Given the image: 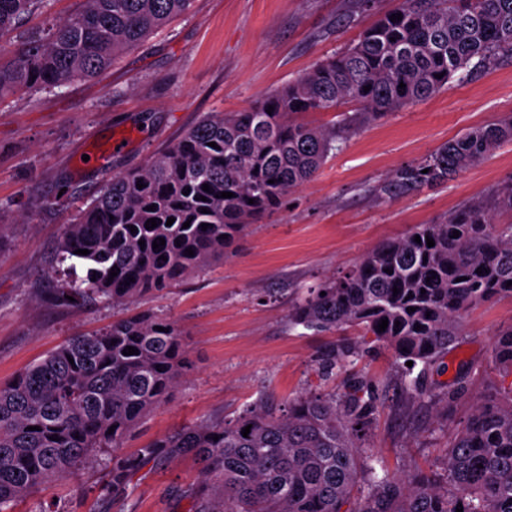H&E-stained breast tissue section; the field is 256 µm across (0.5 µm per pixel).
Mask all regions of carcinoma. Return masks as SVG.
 Here are the masks:
<instances>
[{
    "label": "carcinoma",
    "mask_w": 512,
    "mask_h": 512,
    "mask_svg": "<svg viewBox=\"0 0 512 512\" xmlns=\"http://www.w3.org/2000/svg\"><path fill=\"white\" fill-rule=\"evenodd\" d=\"M43 3L0 0V42ZM192 4L83 0L79 13L50 23L10 63H0V102L94 77ZM394 14L402 19L391 21ZM502 56L512 57V0H401L344 50L252 108L209 112L140 170L112 176L67 224L55 263L70 262L68 281L51 289L49 300L66 308L89 300L121 305L224 261L247 225L282 209L288 194L314 177L335 143L401 106L426 100L472 60L489 66ZM348 101L359 109L339 113L329 127L299 120ZM506 140H512L511 115L394 169L384 191L404 195L443 184ZM223 192L234 196L223 198ZM151 205L155 209L147 210ZM503 210L512 211V180L439 222L381 243L292 306L294 326L355 332L353 341L323 355L322 369L345 375L338 389L185 427L133 454L119 452L125 438L167 402L187 369L178 327L137 315L59 346L0 385V512H14L19 498L63 478L95 452L107 455L100 495L114 499L134 493L144 468L195 457L202 463L200 477L177 493L188 502L187 512H512V323L496 334L487 366L478 370L486 387L472 412L453 414L469 391L466 383L453 384L441 397L424 384L448 348L462 340L472 309L512 299V223L497 222ZM170 217L175 221L168 226ZM151 218L157 226L148 230ZM428 237L434 246H427ZM159 238L165 245L155 249ZM189 248L194 255L185 253ZM113 270L118 275L112 278ZM128 346L138 354H123ZM363 347L390 349L401 363L404 387L425 403H443L452 417L442 472L378 470L368 442L377 391L347 375Z\"/></svg>",
    "instance_id": "obj_1"
}]
</instances>
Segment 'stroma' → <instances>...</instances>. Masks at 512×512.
<instances>
[{"label": "stroma", "instance_id": "obj_1", "mask_svg": "<svg viewBox=\"0 0 512 512\" xmlns=\"http://www.w3.org/2000/svg\"><path fill=\"white\" fill-rule=\"evenodd\" d=\"M398 5L375 0L362 12L356 0H194L188 13L98 76L0 105V384L70 337L148 313L178 326L192 368L127 437L125 451L208 418L233 419L269 398L283 403L334 388L316 367L338 337L290 328L292 302L382 241L442 220L512 180L511 141L447 183L408 195L381 192L397 167L512 115V58L468 65L429 100L366 124L292 192L289 209L250 225L222 263L114 307L88 301L59 308L46 291L61 279L53 255L65 224L113 175L142 168L204 113L249 109ZM511 323L512 300L471 311L465 340L429 384L445 391L486 361L496 333ZM354 372L388 384L371 433L390 471L442 466V410L401 386L391 353H363ZM199 472L190 457L143 471L135 495L114 503L99 496L106 469L97 455L19 499L15 512L53 504L60 512H184L174 491Z\"/></svg>", "mask_w": 512, "mask_h": 512}]
</instances>
